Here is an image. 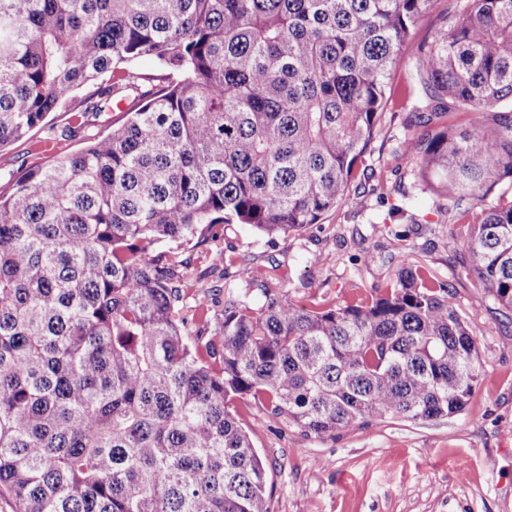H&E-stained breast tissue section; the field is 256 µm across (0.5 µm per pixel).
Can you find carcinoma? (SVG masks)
I'll list each match as a JSON object with an SVG mask.
<instances>
[{"label":"carcinoma","instance_id":"carcinoma-1","mask_svg":"<svg viewBox=\"0 0 512 512\" xmlns=\"http://www.w3.org/2000/svg\"><path fill=\"white\" fill-rule=\"evenodd\" d=\"M436 0H0V149L51 112L128 118L0 187V491L13 512H271L236 400L323 438L463 412L479 349L422 266L344 306L260 284L183 316L215 224L299 234L349 199L394 60ZM410 93L490 113L411 136L415 186L476 210L463 271L512 312V0H456ZM150 59L159 73L136 63Z\"/></svg>","mask_w":512,"mask_h":512}]
</instances>
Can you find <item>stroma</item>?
Listing matches in <instances>:
<instances>
[{
	"mask_svg": "<svg viewBox=\"0 0 512 512\" xmlns=\"http://www.w3.org/2000/svg\"><path fill=\"white\" fill-rule=\"evenodd\" d=\"M415 67L411 49H403L351 198L323 223L273 239L245 224H219L189 251L186 286L206 296L215 312L226 297L260 284L297 305H342L356 293L385 287L401 267L423 265L450 284L477 340L480 379L458 415L375 419L315 438L263 418L259 408L244 411L267 466L271 512H512V313L490 299L476 304L479 282L463 274L460 255L446 246L463 234L469 214L437 212L434 195L413 187V163L400 143L418 131L410 123L416 100L403 91ZM71 121L70 113H50L45 125L1 150L0 184L10 172L81 149L82 136L55 134ZM395 205L414 213L417 223L389 218ZM218 252L233 259L223 273L212 268Z\"/></svg>",
	"mask_w": 512,
	"mask_h": 512,
	"instance_id": "stroma-1",
	"label": "stroma"
}]
</instances>
